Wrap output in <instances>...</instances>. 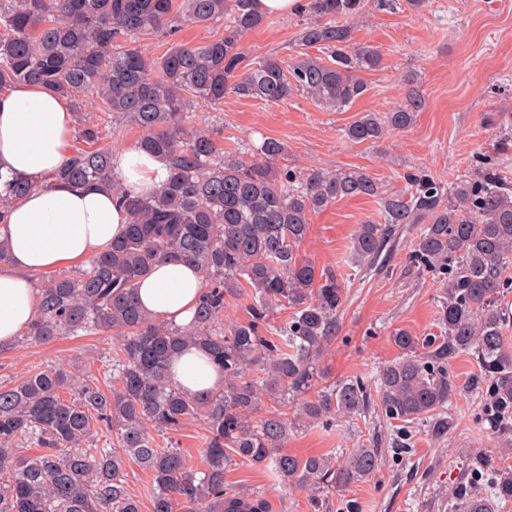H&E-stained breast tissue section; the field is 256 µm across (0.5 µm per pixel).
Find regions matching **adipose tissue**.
<instances>
[{
  "instance_id": "ef3b65f1",
  "label": "adipose tissue",
  "mask_w": 512,
  "mask_h": 512,
  "mask_svg": "<svg viewBox=\"0 0 512 512\" xmlns=\"http://www.w3.org/2000/svg\"><path fill=\"white\" fill-rule=\"evenodd\" d=\"M75 122L69 100L42 86L20 83L0 93V176L33 186L0 226V239L9 244L7 257L0 261V347L15 344L38 314L32 274L88 264L123 235L129 221L111 191L53 180L69 158ZM113 166L133 195L160 188L169 175L165 157L135 146L114 152ZM203 287L199 272L165 261L144 277L139 296L160 320L183 326L190 322ZM171 379L191 394L222 383L221 373L193 349L174 357Z\"/></svg>"
}]
</instances>
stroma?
Segmentation results:
<instances>
[{
    "label": "stroma",
    "instance_id": "35a3bbf8",
    "mask_svg": "<svg viewBox=\"0 0 512 512\" xmlns=\"http://www.w3.org/2000/svg\"><path fill=\"white\" fill-rule=\"evenodd\" d=\"M308 13L270 16L247 33L242 47L248 58L268 55L290 61L297 53L296 34ZM223 22L209 27L182 25L175 37L149 30L139 44L153 57L162 56L171 41L200 44L222 36ZM354 44L377 47L383 66L364 73L366 94L343 112L320 110L305 94L285 104H267L226 93L223 103L200 101L191 106L224 150L254 160L263 138L282 141L294 169L331 171L364 167L387 189H404L405 172L423 167L443 183L454 182L474 168L479 156L492 153L495 130L512 133V0H429L412 11L405 4L377 11L364 9L352 31ZM416 89L425 100L411 128L395 132L380 144H354L345 129L362 112H386ZM494 127H487L486 119ZM378 216L367 198L335 201L312 214L311 229L301 252L317 269H329L346 285L341 327L318 362L322 382L373 378L398 351L393 329L418 336L437 333L441 290L432 276L410 267L409 252L419 225L403 226L391 256L390 269L359 271L349 259L352 235L362 221ZM111 333L66 336L43 344L17 340L0 350V384L21 380L30 370L59 365L78 379L98 376L112 356ZM458 421L442 440L425 426L412 430L407 460L393 455L390 440L397 422L372 412L333 427L314 425L292 435L288 452L298 456L340 455L363 443L378 441L381 469L373 480L357 483L343 496L332 495L314 508L309 491L282 486L264 466L247 462L231 467L224 480L232 487L263 491L268 512H341L342 500L358 512H448V493L468 478L467 463L481 455L502 458L512 466V453L491 435L472 400L453 404Z\"/></svg>",
    "mask_w": 512,
    "mask_h": 512
}]
</instances>
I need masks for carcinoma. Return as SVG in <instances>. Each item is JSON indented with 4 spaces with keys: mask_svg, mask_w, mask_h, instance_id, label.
Returning <instances> with one entry per match:
<instances>
[{
    "mask_svg": "<svg viewBox=\"0 0 512 512\" xmlns=\"http://www.w3.org/2000/svg\"><path fill=\"white\" fill-rule=\"evenodd\" d=\"M391 9L395 0H308L315 17L300 29V52L284 64L257 62L241 40L265 17L253 0H0V92L17 83L44 86L80 105L102 101L111 119L143 132L138 147L169 159V176L153 194L129 195L112 169V148L99 145V124L89 121L76 148L53 179L112 190L129 214L124 235L89 267L44 280L39 313L23 337L49 343L62 336L110 330L107 389L98 379L71 387L66 370L48 365L21 381L0 384V512H140L127 489L126 464L152 475V512H267L261 491L224 482L237 460L268 468L284 485L312 493L313 502L371 481L381 453L366 444L342 458L298 457L286 450L306 425L332 426L369 411L362 380L318 384L317 361L340 329L344 285L301 254L310 216L352 197L373 199L380 220L357 225L351 263L367 271L402 224H421L409 261L442 288L440 335L421 338L395 329L399 350L374 378L379 409L388 420L422 422L443 439L455 425L449 405L486 396L481 417L497 436L512 434V346L503 334L512 316L499 300L512 292V182L504 159L487 155L447 186L425 169L404 174L407 187L388 191L362 168L331 172L280 169L284 144L266 137L258 158L226 152L205 129L194 127L191 103L218 104L231 91L266 103L301 92L326 112H342L367 90L361 73L382 66L370 45L355 47L352 29L338 22L368 4ZM224 19V34L200 45L174 44L159 58L136 45L150 29L174 32L172 23L208 26ZM319 47L325 61L307 49ZM424 98L414 89L388 112H363L345 131L353 144H374L412 126ZM32 185L0 182V225ZM175 260L203 274L205 288L185 326L157 320L138 295L152 267ZM247 295L249 319L224 322L226 298ZM289 311L277 323L273 313ZM201 351L224 384L187 393L169 379L173 357ZM475 357L479 371L457 384L448 367ZM191 418L205 425L200 464L187 462L173 436ZM103 446H93L97 435ZM41 447L26 455L22 446ZM477 482L491 477L483 495L472 483L450 493V512H500L512 501V467L477 459Z\"/></svg>",
    "mask_w": 512,
    "mask_h": 512,
    "instance_id": "1",
    "label": "carcinoma"
}]
</instances>
